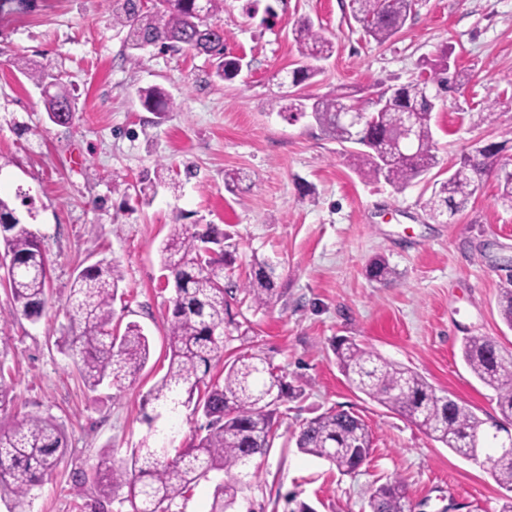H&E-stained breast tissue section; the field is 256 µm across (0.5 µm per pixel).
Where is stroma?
<instances>
[{"label":"stroma","instance_id":"1","mask_svg":"<svg viewBox=\"0 0 512 512\" xmlns=\"http://www.w3.org/2000/svg\"><path fill=\"white\" fill-rule=\"evenodd\" d=\"M351 0H224L216 22L227 55L243 68L213 77L208 57L151 48L129 59L106 0H15L0 6V192L48 257L51 304L37 322L18 319L0 368L15 386L14 410L53 417L68 451L28 498L25 512H90L94 471L129 458L148 435L145 399L169 363L166 338L173 295L159 247L174 224H216L237 247L236 276L253 258L276 267L269 308L232 306L224 359L266 357L300 389L278 408V434L256 457L234 512H289V499L316 512H366L372 490L404 480L415 512H499L502 491L486 467L434 442L398 413L349 387L334 346L350 338L421 373L486 421L499 416L495 394L461 359L470 336L512 353V329L498 296L512 274V210L496 203L489 173L451 219L422 208L477 141L504 142L512 128V0H416L403 27L377 43L351 16ZM304 19L335 44L307 94L336 92L369 104L408 83L447 52L463 76L459 92L437 100L433 134L439 165L402 192L362 180L345 146L313 119L291 122L271 107L295 89L293 32ZM27 61L76 97L71 119L51 121L41 88L21 74ZM163 88L174 111L142 107L137 91ZM498 102L484 121L483 103ZM165 184L140 195L157 165ZM397 271L391 284L366 276L372 260ZM122 270L114 329L143 327L150 359L123 389L90 390L60 350L64 304L76 274L99 260ZM336 408L359 416L373 452L356 473L300 453L293 439L307 420Z\"/></svg>","mask_w":512,"mask_h":512}]
</instances>
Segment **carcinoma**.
<instances>
[{
	"instance_id": "carcinoma-1",
	"label": "carcinoma",
	"mask_w": 512,
	"mask_h": 512,
	"mask_svg": "<svg viewBox=\"0 0 512 512\" xmlns=\"http://www.w3.org/2000/svg\"><path fill=\"white\" fill-rule=\"evenodd\" d=\"M413 0H351L355 22L379 43L385 42L405 24ZM224 10V0H159L145 12L141 0H112L113 26L126 31L127 43L151 41L168 48H187L216 61V75L226 81L238 73L237 60L224 53V29L214 22ZM300 56L306 60L329 58L333 43L309 21L294 30ZM319 69L302 64L292 71L291 83L298 87L317 75ZM27 78L44 89L45 109L59 119H70V96L50 93L45 73L25 71ZM430 82L414 79L402 86L401 96L378 119L355 130L338 119V112L365 107L341 93L312 97L297 95L283 116L297 120L308 101H313V120L322 133L339 143L362 149L351 154L358 174L368 181H384L401 192L438 164L432 131L435 97L431 86L448 89L461 82L459 71H448V55L429 71ZM142 106L150 112H169L174 102L160 87L139 90ZM415 113L412 138L401 143L400 157L381 160L377 147L400 139L405 129L402 116ZM474 157L462 155L451 179L440 183L423 203L429 217L456 215L475 194L477 170L493 159L479 146ZM497 200L512 210V175L498 178ZM0 216L11 221L0 226V240L17 264L16 273L6 278L10 307L0 311V322L23 316L37 321L48 303L47 256L40 238L16 216V209L0 198ZM231 235L209 224L202 231L185 224L171 225L161 247L162 268L180 283L171 298L167 323L170 359L166 373L149 392L154 415L148 424L170 421L181 408H192L207 418L206 434L186 448H162L144 441L132 451L130 463L112 462L97 467L95 482L99 497L112 500L124 491L121 502L128 512H174L177 501L198 480L211 474L220 477L210 512H229L238 495L239 476L248 474L254 458L270 447L264 431L275 436L278 405L297 397V390L275 372L266 358L252 353L224 365L223 381L207 379L212 362L224 352V316L230 301L237 298L259 309L275 296L276 268L263 260L251 264L244 279H233L229 250L207 256L206 244L220 245ZM370 279L389 284L395 271L383 259L368 268ZM122 281L119 264L101 260L74 279L66 301V314L77 326L75 336L64 338L72 351L85 384L92 390L104 383L122 386L133 382L146 366L150 344L136 323L123 333L112 329V303ZM503 321L512 329V288L498 297ZM336 363L349 384L369 399L405 417L433 441L449 448L464 460L477 453L491 464L490 474L505 490L500 512H512V448L507 449L486 431L484 422L457 400L444 402L436 389L413 369L392 363L379 354L347 339L336 342ZM464 363L474 377L492 389L502 419L512 421V360L505 358L496 341L471 336L461 347ZM15 402L14 384L0 372V415ZM296 447L306 455L328 462L343 474H351L370 457L371 433L358 416L330 409L306 421L296 436ZM68 440L50 416L25 415L6 424L0 422V498H14L10 512L21 506L30 492L40 486L66 456ZM369 512H413L404 482L395 478L378 485L370 494Z\"/></svg>"
}]
</instances>
